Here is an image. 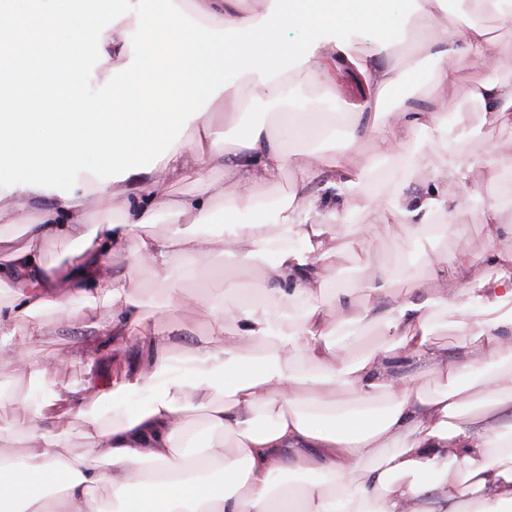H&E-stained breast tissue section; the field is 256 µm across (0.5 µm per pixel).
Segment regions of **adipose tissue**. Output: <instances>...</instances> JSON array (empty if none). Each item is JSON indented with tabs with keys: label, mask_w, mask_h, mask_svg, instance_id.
I'll list each match as a JSON object with an SVG mask.
<instances>
[{
	"label": "adipose tissue",
	"mask_w": 512,
	"mask_h": 512,
	"mask_svg": "<svg viewBox=\"0 0 512 512\" xmlns=\"http://www.w3.org/2000/svg\"><path fill=\"white\" fill-rule=\"evenodd\" d=\"M0 8V200L11 203L0 219L24 227L26 243L0 237V362L24 359L46 334L40 320L64 317L72 301L110 316L98 323V348L52 355L34 371L38 379L85 360L88 378L62 385L38 406L16 403L29 421L17 457L0 452V512H512V249L436 265V282L422 303H394L384 314L355 303L337 289L339 321L329 326L318 301L336 263V237L363 180L378 168L354 169L348 146L323 154L320 128L304 130L308 150L288 154L261 125L240 128L234 155L224 152L220 113L238 112L255 96L280 105L279 121L292 125L291 74L336 86L355 68L357 98H341L350 130L367 123L378 156L397 162L400 175L386 204L391 224L416 240L439 235L462 203L454 168L442 185L410 194L405 183L431 164L428 153L402 155L403 140L428 131L448 140L437 112H385L393 90L418 77L419 61L406 52L401 28L411 25L434 47L432 78L448 81L455 43L478 65L500 70L497 39L486 16H512V0H466L464 16L448 0H409L391 18L383 0H165L158 24L141 0H16ZM305 31L291 44L286 30ZM374 33L401 53L400 67L356 53ZM504 124H512V79L497 77L467 87ZM191 130L183 138L182 130ZM104 160L92 167L90 157ZM223 168L236 192L223 213L201 197L173 198L174 182L210 184ZM290 168L292 195L266 200L255 185ZM324 194L310 197L312 173ZM123 185L125 213L90 216L85 197L105 181ZM50 200L40 219L27 202ZM273 212L280 229L271 237L262 219ZM241 213L256 217L238 223ZM173 224L165 237L139 227ZM220 224L224 265L212 275L206 298L216 315L213 335L173 356L168 332L150 325L136 295L112 275L115 257L150 264L170 281L177 315L196 302L181 281L193 260L213 245L204 228ZM74 244L66 261L45 264L47 238ZM260 294L238 273L266 253ZM498 274L477 276L479 263ZM469 292H462V285ZM311 303L297 332L280 320L290 298ZM463 338L467 362L458 365L431 341L444 315ZM383 319L388 347L352 358L347 337ZM24 331L26 342L9 343ZM136 342V363L120 377L100 371L117 351ZM397 361L417 362L439 390L423 393L392 373ZM144 394L142 406L105 424L98 405H119ZM81 439L86 453L73 450ZM310 472L300 484L277 474Z\"/></svg>",
	"instance_id": "obj_1"
}]
</instances>
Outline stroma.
Instances as JSON below:
<instances>
[{
	"mask_svg": "<svg viewBox=\"0 0 512 512\" xmlns=\"http://www.w3.org/2000/svg\"><path fill=\"white\" fill-rule=\"evenodd\" d=\"M408 42L416 46V54L421 62L423 73L404 92L392 95L390 103L395 108L409 106L439 111L448 117V142H433L427 132H420L411 143V150L424 149L430 152L433 160L431 167L414 173L408 189L419 192L436 182L438 172L448 167V150L456 148L462 153L464 168L467 172L466 185L480 201L479 206L466 208L457 212L449 224L447 232L434 239L433 256L438 261H447L448 257L466 253L479 255L486 251L487 243L481 224L484 207L501 205L503 219L512 223V201L501 202L498 188L485 175L484 161L489 153L497 152L512 154V126L498 124L491 113L462 95L465 86L486 79V72L475 66L464 52H457L448 65V84L438 86L431 80L429 71L432 67V50L419 43L416 31H409ZM294 92L300 98V109L314 113L317 122L329 125L339 122L338 97L325 86L310 84L304 75H297L293 84ZM336 265L339 270L349 272L346 281L348 289L357 292L360 302L371 299L370 294L361 292L358 272L367 266L390 259L395 253L414 258L419 270L417 290L413 296L415 302H422L430 293L434 282L426 267L423 253L424 245L411 241H398L387 227L383 209H366L361 204H354L348 211L343 223L336 227ZM370 237L371 244L367 250L355 251L349 246L350 240L358 235ZM113 269L122 276L129 288L142 300L148 321L159 328H172V341L175 348H182L188 338L209 336L214 327V315L205 305H195L185 309L176 325H169L162 305L168 297V283L163 276L151 266L136 264L119 257ZM109 316L106 308L88 311L81 304H74L73 312L68 320L58 321L54 314H45L44 320L51 334L44 343L31 349L20 362L0 364V384L6 385L10 391L8 398L0 400V433L10 434L18 425L12 403L20 397L36 398L38 385L31 378L33 366L55 353L68 351L79 345L93 343L96 335L92 328L93 320H104ZM52 383L41 387L52 390Z\"/></svg>",
	"mask_w": 512,
	"mask_h": 512,
	"instance_id": "1",
	"label": "stroma"
}]
</instances>
